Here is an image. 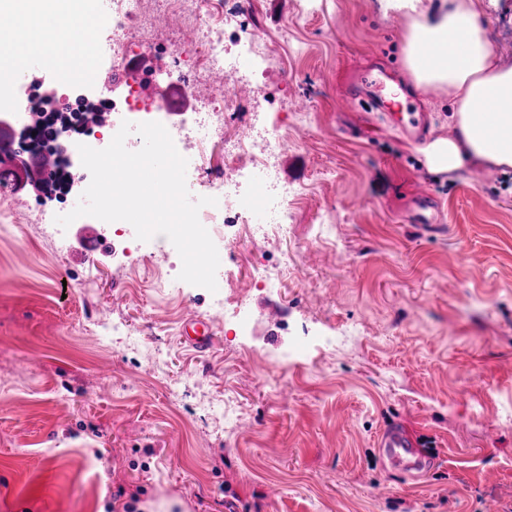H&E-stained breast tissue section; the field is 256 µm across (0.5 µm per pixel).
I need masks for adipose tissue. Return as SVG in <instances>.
Returning a JSON list of instances; mask_svg holds the SVG:
<instances>
[{
	"instance_id": "adipose-tissue-1",
	"label": "adipose tissue",
	"mask_w": 512,
	"mask_h": 512,
	"mask_svg": "<svg viewBox=\"0 0 512 512\" xmlns=\"http://www.w3.org/2000/svg\"><path fill=\"white\" fill-rule=\"evenodd\" d=\"M381 11L408 18L406 70L416 89L447 92L453 123L424 149L429 167L466 164L512 168V67L502 64L482 25L491 0H377ZM16 15L0 34V78L11 77V48L52 44L56 66L88 65L94 21L86 0H0Z\"/></svg>"
}]
</instances>
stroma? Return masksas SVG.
Instances as JSON below:
<instances>
[{
    "instance_id": "35a3bbf8",
    "label": "stroma",
    "mask_w": 512,
    "mask_h": 512,
    "mask_svg": "<svg viewBox=\"0 0 512 512\" xmlns=\"http://www.w3.org/2000/svg\"><path fill=\"white\" fill-rule=\"evenodd\" d=\"M248 25L258 91L288 114L296 231L216 247L264 337L236 335L191 284L163 288L175 250L58 253L35 191L17 192L0 222V512H512V170L430 172L390 117L346 99L350 72L383 64L408 111L437 133L451 121L447 93L410 83L407 19L377 0H258ZM483 25L512 66V0ZM417 187L442 230L406 223ZM282 259L292 275L254 290V269ZM283 310L300 334L362 329L285 360ZM194 315L214 332L204 353L180 334ZM390 427L417 439L421 478L389 467Z\"/></svg>"
}]
</instances>
